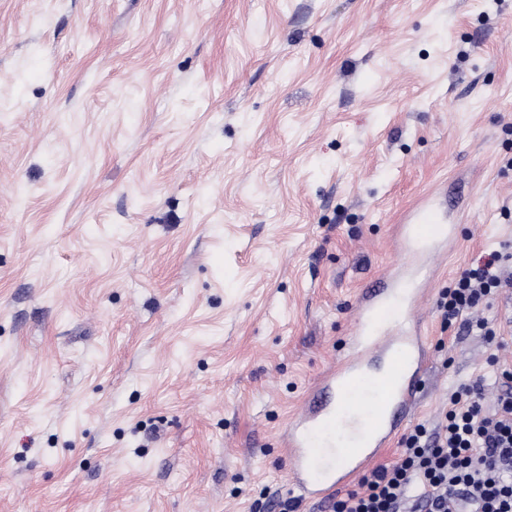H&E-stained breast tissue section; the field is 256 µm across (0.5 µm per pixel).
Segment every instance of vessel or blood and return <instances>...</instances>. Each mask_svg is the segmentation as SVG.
Masks as SVG:
<instances>
[{"mask_svg":"<svg viewBox=\"0 0 512 512\" xmlns=\"http://www.w3.org/2000/svg\"><path fill=\"white\" fill-rule=\"evenodd\" d=\"M453 242L452 227L433 204L408 215L399 245L409 263L383 288L362 294L340 369L311 388L285 433L289 490L323 501L377 456L413 415L428 368L421 307L430 263Z\"/></svg>","mask_w":512,"mask_h":512,"instance_id":"b4317fda","label":"vessel or blood"}]
</instances>
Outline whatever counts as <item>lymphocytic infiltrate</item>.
Wrapping results in <instances>:
<instances>
[{
    "mask_svg": "<svg viewBox=\"0 0 512 512\" xmlns=\"http://www.w3.org/2000/svg\"><path fill=\"white\" fill-rule=\"evenodd\" d=\"M509 288L512 251H493L440 292L442 330L502 347L512 335V315L502 322L475 311ZM488 362V378L451 391L436 425L419 423L403 434L398 461L333 498L330 512H512V367L493 355Z\"/></svg>",
    "mask_w": 512,
    "mask_h": 512,
    "instance_id": "f902f5d3",
    "label": "lymphocytic infiltrate"
}]
</instances>
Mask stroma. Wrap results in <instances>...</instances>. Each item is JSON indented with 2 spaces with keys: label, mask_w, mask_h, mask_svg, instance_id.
<instances>
[{
  "label": "stroma",
  "mask_w": 512,
  "mask_h": 512,
  "mask_svg": "<svg viewBox=\"0 0 512 512\" xmlns=\"http://www.w3.org/2000/svg\"><path fill=\"white\" fill-rule=\"evenodd\" d=\"M512 0H0V512H277L282 435L447 190L435 421L512 246ZM484 262L472 264L442 289L436 300V312L442 330L459 336H481L485 343L499 349L512 335V314L505 322L476 317L480 306H490L503 290L512 288V251H493Z\"/></svg>",
  "instance_id": "obj_1"
}]
</instances>
